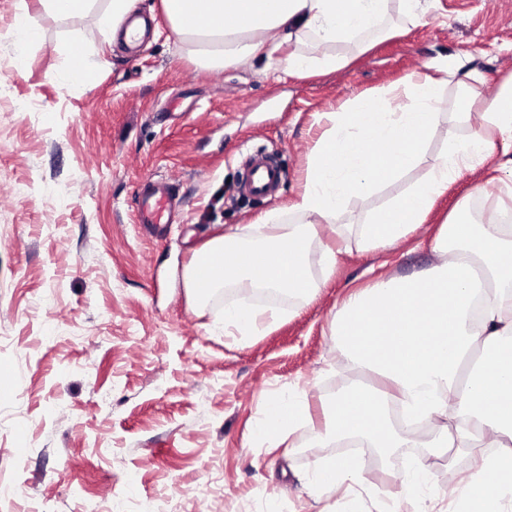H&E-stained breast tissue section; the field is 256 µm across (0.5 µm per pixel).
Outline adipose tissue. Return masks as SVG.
I'll return each instance as SVG.
<instances>
[{"label":"adipose tissue","mask_w":512,"mask_h":512,"mask_svg":"<svg viewBox=\"0 0 512 512\" xmlns=\"http://www.w3.org/2000/svg\"><path fill=\"white\" fill-rule=\"evenodd\" d=\"M64 17L97 13L101 29L135 43L141 28L126 26L136 0H40ZM388 0H163L171 31L202 67L223 68L244 58L278 62L289 74L310 76L348 65L333 53L336 43L376 25ZM312 38L321 54L280 55L286 43ZM453 68L427 65L403 86L360 98L344 112L325 113V128L308 157L302 191L293 203L304 229L279 234L266 220L256 224L261 244L252 246L235 229L198 251L186 271L189 288L205 298L226 283L245 291L285 288L299 299L312 296L308 243L352 197L399 177L417 164L424 135L440 117V86ZM497 159L512 174V84L484 107V127L466 139H449L442 162L401 198L362 225L360 242L386 251L423 223L450 181L473 162ZM458 205L430 247L437 260L413 276L382 280L350 294L337 311L333 336L348 361L375 378L352 383L327 409L333 439L358 437L388 452L414 448L389 416L400 406L407 421H448L438 448H497L478 457L463 482L467 512H505L512 505V225L471 224ZM494 470L497 478L484 475ZM354 456L320 459L317 485L340 490L360 479Z\"/></svg>","instance_id":"1"}]
</instances>
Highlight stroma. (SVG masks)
<instances>
[{
	"mask_svg": "<svg viewBox=\"0 0 512 512\" xmlns=\"http://www.w3.org/2000/svg\"><path fill=\"white\" fill-rule=\"evenodd\" d=\"M23 0H0V512H414L400 497L415 459L431 473L427 512H456L471 454L389 455L361 449L353 491L312 485L328 403L352 381L332 323L342 300L373 280L435 260L427 243L463 197L490 205L512 177L477 164L449 183L423 224L392 251L355 237L379 209L441 162L449 136L482 128L485 101L512 79V0H422L412 23L389 0L379 24L337 45L348 66L300 79L241 60L206 69L170 31L162 0H137L151 27L136 46L106 40L95 17L46 13L18 52ZM96 51L109 62L93 84L69 64ZM451 62L441 118L419 164L351 198L312 252L336 268L307 300L258 299L232 287L195 299L184 273L196 250L230 228L252 236L261 217L302 227L291 208L321 132L318 116ZM272 156L282 171L265 200L244 196L240 164ZM175 184L180 223L149 232L133 220L138 187ZM246 304L284 316L249 336L224 333V309ZM301 395L310 418L269 441L257 430L270 400Z\"/></svg>",
	"mask_w": 512,
	"mask_h": 512,
	"instance_id": "obj_1",
	"label": "stroma"
}]
</instances>
